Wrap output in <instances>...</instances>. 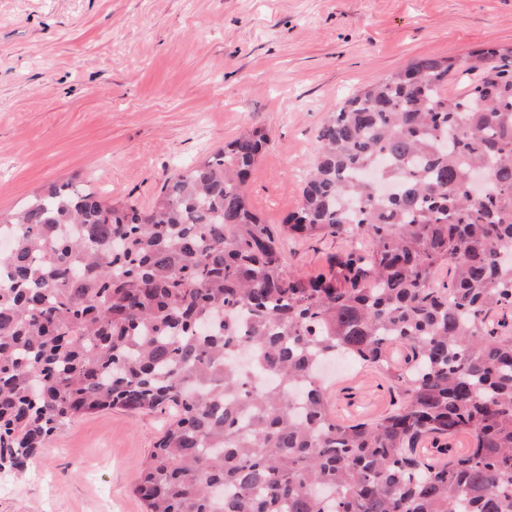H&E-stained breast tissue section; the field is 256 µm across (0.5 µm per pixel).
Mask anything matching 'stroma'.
<instances>
[{"mask_svg":"<svg viewBox=\"0 0 512 512\" xmlns=\"http://www.w3.org/2000/svg\"><path fill=\"white\" fill-rule=\"evenodd\" d=\"M512 46V0H0V212L49 186L151 208L165 180L243 129L270 142L248 181L267 223L301 200L317 135L346 95L423 56ZM346 237L286 238L315 275ZM329 411L388 413L379 370L328 367ZM170 413L108 409L0 473V512H145L133 486Z\"/></svg>","mask_w":512,"mask_h":512,"instance_id":"obj_1","label":"stroma"}]
</instances>
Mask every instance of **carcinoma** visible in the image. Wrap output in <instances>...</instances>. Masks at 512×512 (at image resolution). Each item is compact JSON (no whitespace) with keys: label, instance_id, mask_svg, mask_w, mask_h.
<instances>
[{"label":"carcinoma","instance_id":"obj_1","mask_svg":"<svg viewBox=\"0 0 512 512\" xmlns=\"http://www.w3.org/2000/svg\"><path fill=\"white\" fill-rule=\"evenodd\" d=\"M318 142L277 228L245 187L258 126L148 210L52 185L0 215V470L78 416L171 408L146 512H512V47L369 81ZM293 233L355 246L303 278ZM340 354L388 374L390 413L330 417Z\"/></svg>","mask_w":512,"mask_h":512}]
</instances>
